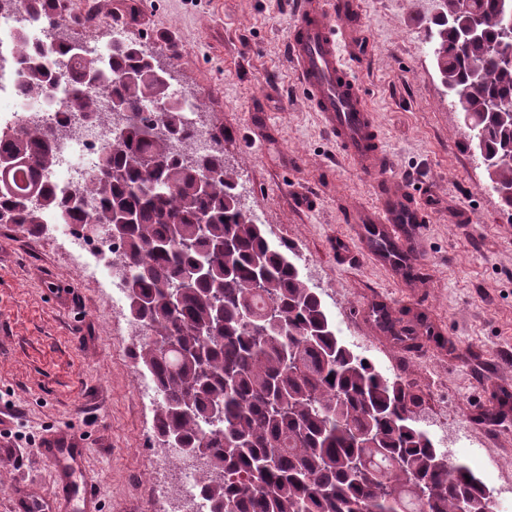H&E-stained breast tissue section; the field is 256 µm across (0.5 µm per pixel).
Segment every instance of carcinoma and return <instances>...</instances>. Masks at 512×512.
Returning a JSON list of instances; mask_svg holds the SVG:
<instances>
[{
    "label": "carcinoma",
    "mask_w": 512,
    "mask_h": 512,
    "mask_svg": "<svg viewBox=\"0 0 512 512\" xmlns=\"http://www.w3.org/2000/svg\"><path fill=\"white\" fill-rule=\"evenodd\" d=\"M23 2L49 26L70 23L65 0ZM455 7L446 0L435 17L430 50L490 184L508 188L512 62L498 47L512 38L491 22L502 0H471L486 24L469 43L444 22ZM18 41L20 100L62 82L94 121L111 119L103 95L124 102L130 120L76 198L42 179L56 164L53 130L20 126L0 142V159L12 163L0 171V224L38 233L50 211L83 231L116 229L129 315L149 330L134 359L161 397L154 434L205 449L198 483L209 512H489L481 480L416 425L417 397L336 336L320 294L242 208L224 153L196 155L183 110L156 109L168 90L153 55L125 42L98 62L68 40ZM30 194L38 206L24 202ZM200 265L203 274L179 287Z\"/></svg>",
    "instance_id": "1"
}]
</instances>
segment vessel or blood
I'll return each mask as SVG.
<instances>
[{
  "instance_id": "vessel-or-blood-1",
  "label": "vessel or blood",
  "mask_w": 512,
  "mask_h": 512,
  "mask_svg": "<svg viewBox=\"0 0 512 512\" xmlns=\"http://www.w3.org/2000/svg\"><path fill=\"white\" fill-rule=\"evenodd\" d=\"M288 59L314 111L346 160L376 190L378 207L359 213L369 255L399 275L418 263L410 225L427 223L426 208L412 195L396 193L385 180L383 149L365 89L353 77L350 60L363 45L362 18L354 0H298L287 38ZM62 443L43 442L40 453L54 463L59 487H67L70 469L59 462Z\"/></svg>"
}]
</instances>
